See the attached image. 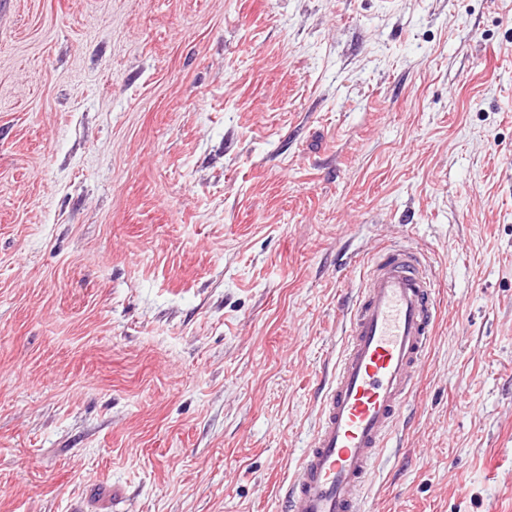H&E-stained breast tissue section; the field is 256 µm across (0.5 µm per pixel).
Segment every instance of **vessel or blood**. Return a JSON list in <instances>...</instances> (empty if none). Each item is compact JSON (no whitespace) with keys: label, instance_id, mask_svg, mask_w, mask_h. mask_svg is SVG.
Wrapping results in <instances>:
<instances>
[{"label":"vessel or blood","instance_id":"1","mask_svg":"<svg viewBox=\"0 0 512 512\" xmlns=\"http://www.w3.org/2000/svg\"><path fill=\"white\" fill-rule=\"evenodd\" d=\"M343 317L345 347L321 392L318 426L288 483L283 512H365L366 480L435 334V284L420 253L379 250Z\"/></svg>","mask_w":512,"mask_h":512}]
</instances>
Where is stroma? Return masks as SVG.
Returning a JSON list of instances; mask_svg holds the SVG:
<instances>
[{
  "label": "stroma",
  "mask_w": 512,
  "mask_h": 512,
  "mask_svg": "<svg viewBox=\"0 0 512 512\" xmlns=\"http://www.w3.org/2000/svg\"><path fill=\"white\" fill-rule=\"evenodd\" d=\"M389 244L367 512H512V0H0V512H282Z\"/></svg>",
  "instance_id": "obj_1"
}]
</instances>
